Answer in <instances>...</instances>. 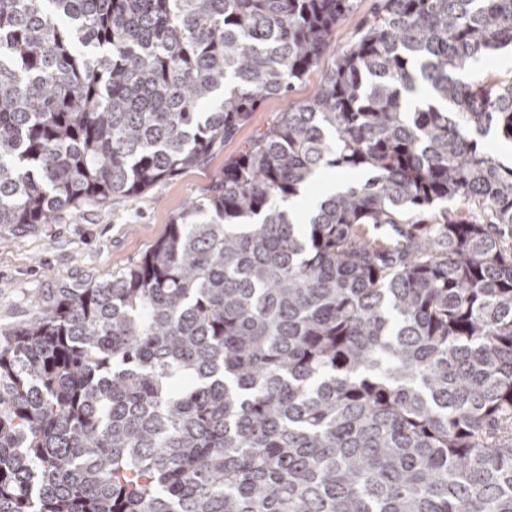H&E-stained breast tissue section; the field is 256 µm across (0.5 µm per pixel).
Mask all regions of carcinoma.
I'll return each instance as SVG.
<instances>
[{"label": "carcinoma", "instance_id": "1", "mask_svg": "<svg viewBox=\"0 0 512 512\" xmlns=\"http://www.w3.org/2000/svg\"><path fill=\"white\" fill-rule=\"evenodd\" d=\"M350 0H0V226L190 168ZM512 0H376L132 267L0 336V512H512ZM326 167L368 175L295 223ZM392 227L391 248L362 227ZM375 0H352L351 10L337 24L332 41L322 56L321 63L313 68L303 78L302 81L294 85L290 101L300 102L308 99L320 84L323 73L327 66L331 65L332 60L336 56V49L349 43L354 34L361 27L363 21L369 17L373 11ZM485 76L493 78H512V55L510 48L504 49L498 54L481 58L470 71L468 78L478 79ZM487 150L493 155L500 163L511 166L512 153L510 154L509 148L512 144L507 141L499 139V137L491 131L487 136L480 137Z\"/></svg>", "mask_w": 512, "mask_h": 512}]
</instances>
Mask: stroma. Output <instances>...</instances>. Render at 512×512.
Returning a JSON list of instances; mask_svg holds the SVG:
<instances>
[{
  "label": "stroma",
  "mask_w": 512,
  "mask_h": 512,
  "mask_svg": "<svg viewBox=\"0 0 512 512\" xmlns=\"http://www.w3.org/2000/svg\"><path fill=\"white\" fill-rule=\"evenodd\" d=\"M373 7L374 0H352L320 66L295 84L289 99H264L236 136L198 165L143 193L113 200L106 210L82 207L57 224L14 232L0 228V335L33 321L58 289L84 288L137 264L165 237L186 202L207 196L225 160L245 140L271 125L287 101L300 102L314 93L337 49L352 40Z\"/></svg>",
  "instance_id": "1"
}]
</instances>
